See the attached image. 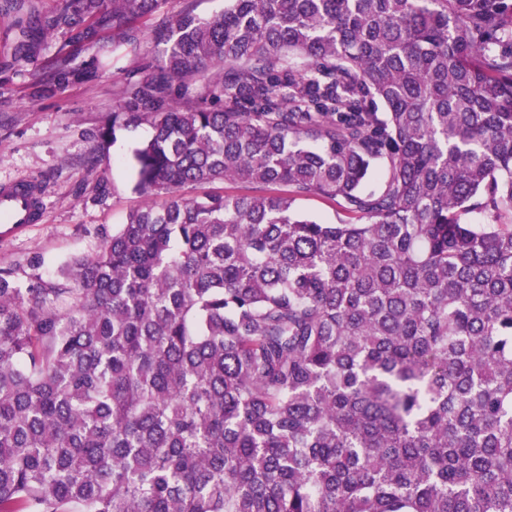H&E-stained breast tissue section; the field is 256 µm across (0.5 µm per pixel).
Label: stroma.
I'll list each match as a JSON object with an SVG mask.
<instances>
[{"label": "stroma", "instance_id": "35a3bbf8", "mask_svg": "<svg viewBox=\"0 0 512 512\" xmlns=\"http://www.w3.org/2000/svg\"><path fill=\"white\" fill-rule=\"evenodd\" d=\"M188 4L203 16L224 8V0H167L159 13L139 22L138 53L113 50L111 38H104L73 60L75 77L44 94L33 83L48 75L62 33L48 35L33 57L14 61L15 15L0 11V182L33 177L44 189L41 219L17 237L0 239V269L58 277L62 264L94 254L103 237L144 204L132 190L127 156L147 129L119 139L104 162L90 133L116 105L119 86L155 63L156 28L174 22Z\"/></svg>", "mask_w": 512, "mask_h": 512}]
</instances>
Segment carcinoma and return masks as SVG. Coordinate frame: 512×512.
Returning <instances> with one entry per match:
<instances>
[{"mask_svg": "<svg viewBox=\"0 0 512 512\" xmlns=\"http://www.w3.org/2000/svg\"><path fill=\"white\" fill-rule=\"evenodd\" d=\"M166 2L3 0L59 86ZM160 43L92 133L150 128L148 202L60 281L0 269V512H512V0H224ZM297 210L316 217L327 224H336L340 218H344L338 209L320 198H306L296 201Z\"/></svg>", "mask_w": 512, "mask_h": 512, "instance_id": "cac0c4a2", "label": "carcinoma"}]
</instances>
